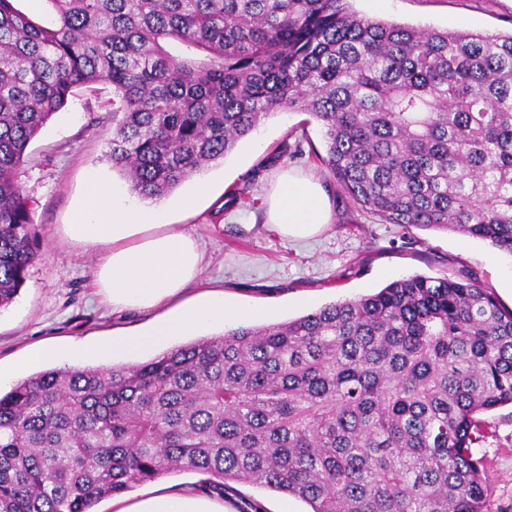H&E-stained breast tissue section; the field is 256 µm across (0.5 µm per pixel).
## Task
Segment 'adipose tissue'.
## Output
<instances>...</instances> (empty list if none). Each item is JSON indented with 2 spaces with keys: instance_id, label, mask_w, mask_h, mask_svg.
<instances>
[{
  "instance_id": "1",
  "label": "adipose tissue",
  "mask_w": 512,
  "mask_h": 512,
  "mask_svg": "<svg viewBox=\"0 0 512 512\" xmlns=\"http://www.w3.org/2000/svg\"><path fill=\"white\" fill-rule=\"evenodd\" d=\"M268 218L284 235L305 238L328 224L330 210L318 184L288 175L278 181L269 197ZM65 231L74 240L100 248L95 286L117 309H154L178 296L202 270L204 251L193 233L164 223L162 209L130 210L116 204L110 189L98 182L91 183ZM265 316L263 309L236 307L215 293L157 321L147 331L112 338L102 351L129 357L166 346L201 326ZM120 512H224V508L185 491L158 494Z\"/></svg>"
}]
</instances>
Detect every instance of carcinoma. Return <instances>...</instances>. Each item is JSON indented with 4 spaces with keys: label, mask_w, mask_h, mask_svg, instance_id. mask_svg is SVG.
Here are the masks:
<instances>
[{
    "label": "carcinoma",
    "mask_w": 512,
    "mask_h": 512,
    "mask_svg": "<svg viewBox=\"0 0 512 512\" xmlns=\"http://www.w3.org/2000/svg\"><path fill=\"white\" fill-rule=\"evenodd\" d=\"M0 0V308L39 260L17 173L81 86L112 85L107 158L158 200L268 116L320 125L330 175L388 224L512 254V34L373 20L349 0ZM512 404V310L414 275L137 365L0 393V512H93L173 472L310 512H484L479 415Z\"/></svg>",
    "instance_id": "cac0c4a2"
}]
</instances>
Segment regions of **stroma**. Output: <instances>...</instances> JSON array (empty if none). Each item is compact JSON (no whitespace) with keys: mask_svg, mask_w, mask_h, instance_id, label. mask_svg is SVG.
<instances>
[{"mask_svg":"<svg viewBox=\"0 0 512 512\" xmlns=\"http://www.w3.org/2000/svg\"><path fill=\"white\" fill-rule=\"evenodd\" d=\"M360 15L425 29L512 32V0H352ZM112 87L77 89L26 150L18 180L31 200L40 259L15 300L0 309V364L22 359L44 344L61 348L74 342L96 345L108 334L146 328L155 311L116 310L94 286L97 252L63 234L64 224L91 178L113 189L129 207L142 201L106 157L112 138ZM325 145L319 124L308 114L282 110L266 118L225 158L157 200L165 223L196 235L204 250L203 270L184 297L220 289L226 300L269 308L283 322L324 305L379 291L391 281L413 276L458 279L468 274L497 289L512 256L487 242L451 232L388 224L354 207L320 158ZM317 181L326 195L331 220L305 239L284 236L270 224L267 199L284 174ZM208 197L183 205L197 183ZM237 202L225 208L228 192ZM488 435L476 444L487 485L485 512H512V406L482 416ZM203 477L177 472L103 499L95 512H117L158 489L201 491ZM226 512H306L303 502L248 483H234L225 494Z\"/></svg>","mask_w":512,"mask_h":512,"instance_id":"35a3bbf8","label":"stroma"}]
</instances>
